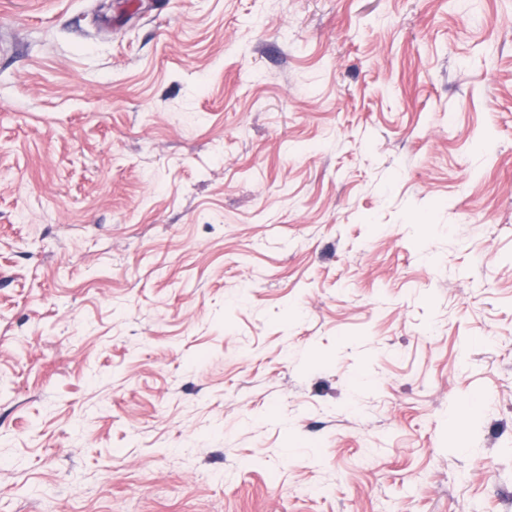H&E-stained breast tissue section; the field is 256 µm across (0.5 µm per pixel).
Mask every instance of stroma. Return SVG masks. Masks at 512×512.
<instances>
[{"label": "stroma", "mask_w": 512, "mask_h": 512, "mask_svg": "<svg viewBox=\"0 0 512 512\" xmlns=\"http://www.w3.org/2000/svg\"><path fill=\"white\" fill-rule=\"evenodd\" d=\"M0 512H512V0H0Z\"/></svg>", "instance_id": "35a3bbf8"}]
</instances>
